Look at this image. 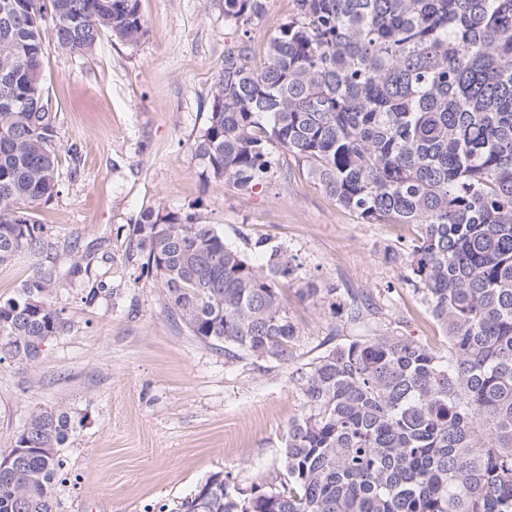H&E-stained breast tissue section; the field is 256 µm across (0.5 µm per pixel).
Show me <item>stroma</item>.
<instances>
[{"label": "stroma", "mask_w": 512, "mask_h": 512, "mask_svg": "<svg viewBox=\"0 0 512 512\" xmlns=\"http://www.w3.org/2000/svg\"><path fill=\"white\" fill-rule=\"evenodd\" d=\"M147 35L135 45L102 32L72 56L46 22L43 70L58 111L63 191L33 205L50 258L0 265V302L37 267L60 288L49 302L65 323L28 364L0 363V458L36 410L67 407L76 431L60 451L55 512H179L214 473L232 485L271 481L281 438L304 410L297 369L357 336L344 313L279 288L300 338L291 362L230 359L191 336L153 274L128 261L145 211L195 214L258 260L256 242L296 255L303 281L342 301L378 304L382 328L442 347L444 338L388 254L412 224H363L278 154L250 190L204 184L192 150L224 50L239 34L220 0H140Z\"/></svg>", "instance_id": "1"}]
</instances>
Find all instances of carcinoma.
Segmentation results:
<instances>
[{
    "mask_svg": "<svg viewBox=\"0 0 512 512\" xmlns=\"http://www.w3.org/2000/svg\"><path fill=\"white\" fill-rule=\"evenodd\" d=\"M239 38L224 51L193 153L206 182L249 190L282 151L363 224H414L391 260L406 271L445 348L374 328L326 349L296 379L304 412L281 472L240 488L219 474L180 512H512V0H293L256 60L267 0H223ZM56 47L83 55L103 31L147 33L139 0H0V265L50 255L30 204L60 192L58 112L42 71ZM133 262L154 274L192 336L230 358L290 362L299 338L278 284L300 265L280 247L252 263L197 215L133 230ZM42 271L0 302V362L36 360L64 330ZM334 307L338 289L307 284ZM66 408L35 411L0 468V512H54Z\"/></svg>",
    "mask_w": 512,
    "mask_h": 512,
    "instance_id": "obj_1",
    "label": "carcinoma"
}]
</instances>
